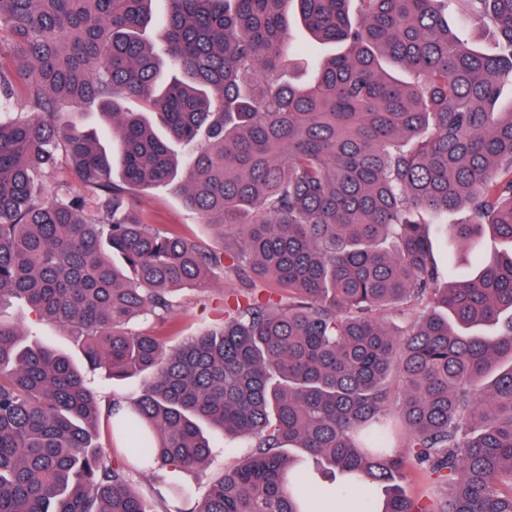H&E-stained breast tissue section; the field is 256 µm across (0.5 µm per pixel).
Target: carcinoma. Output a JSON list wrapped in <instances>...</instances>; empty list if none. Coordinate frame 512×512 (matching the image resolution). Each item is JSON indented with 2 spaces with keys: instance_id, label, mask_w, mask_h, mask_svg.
<instances>
[{
  "instance_id": "carcinoma-1",
  "label": "carcinoma",
  "mask_w": 512,
  "mask_h": 512,
  "mask_svg": "<svg viewBox=\"0 0 512 512\" xmlns=\"http://www.w3.org/2000/svg\"><path fill=\"white\" fill-rule=\"evenodd\" d=\"M167 2L155 20L151 0H0V110L20 95L35 114L0 117V306L142 379L107 408L130 464L96 443L80 368L0 320V512H157L133 473L206 467L207 427L247 455L181 512H311V463L375 512H512V254L445 272L431 239L512 242V0ZM293 20L340 47L306 81ZM91 103L117 166L61 123ZM64 164L74 182L45 192ZM158 187L221 245L143 223ZM216 277L266 288L167 349L171 292ZM410 465L434 497L393 486Z\"/></svg>"
}]
</instances>
